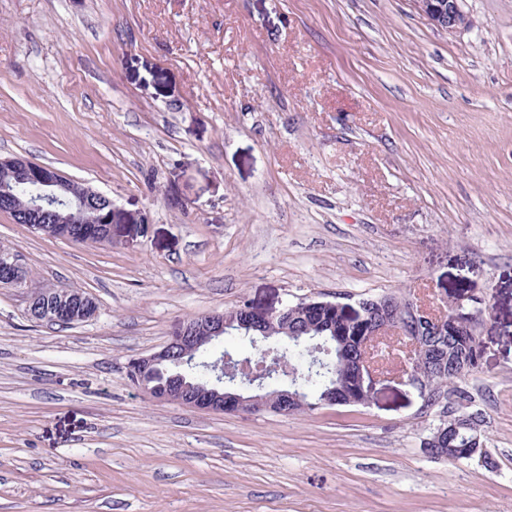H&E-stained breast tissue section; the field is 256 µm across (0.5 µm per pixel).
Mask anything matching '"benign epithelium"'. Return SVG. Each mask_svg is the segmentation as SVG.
<instances>
[{"mask_svg": "<svg viewBox=\"0 0 512 512\" xmlns=\"http://www.w3.org/2000/svg\"><path fill=\"white\" fill-rule=\"evenodd\" d=\"M413 4L419 13L441 30L454 31L465 24L459 0H413ZM0 182L37 187L36 193L20 200L15 214L20 221L32 224L38 230L45 228L49 206L61 197L74 194L75 204L81 209H88L96 201L107 199L106 195L90 187L78 192L74 189L73 179L60 170L18 156L0 159ZM57 295L58 290L55 288L31 293L26 305L27 316L39 322L48 321L62 326H70L91 318V313L94 312L93 302L85 301L78 307L68 305L62 300L52 306L46 304L47 299ZM403 313L415 322L428 321L436 325L453 319L454 314L431 316L407 300L402 309L385 315L373 331L375 336L382 337L389 332H395L407 339L408 365L401 381L424 398L427 383L419 370L422 347L416 339V333L400 328ZM232 325L233 322L225 318L224 313L214 312L200 317L199 326L192 330L178 327L170 341L160 350L128 363V370L137 374L136 386L156 402L178 403L209 412L260 411L272 406L281 414L296 412L301 401L298 392L281 389L271 396L265 394L266 385L279 380V376L284 373L291 383L297 382L296 375L288 372L286 367L278 372L271 369L256 373L245 379L229 355L202 366L194 362L195 354L202 347L223 339L224 333ZM238 328L247 336L256 332L264 335L273 328L287 334L288 311L284 308L261 311L254 309L248 319L239 322ZM375 376L374 362L364 361L360 364L359 381L367 386L360 402L365 405L372 398Z\"/></svg>", "mask_w": 512, "mask_h": 512, "instance_id": "1", "label": "benign epithelium"}]
</instances>
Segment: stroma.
<instances>
[{
	"label": "stroma",
	"mask_w": 512,
	"mask_h": 512,
	"mask_svg": "<svg viewBox=\"0 0 512 512\" xmlns=\"http://www.w3.org/2000/svg\"><path fill=\"white\" fill-rule=\"evenodd\" d=\"M0 0V158L112 200V244L0 212V512H512V0ZM97 305L31 321L30 287ZM457 305L492 463L431 457L438 410L282 416L154 403L126 375L177 323L250 303ZM459 0H413L417 11L437 28L454 31L465 24Z\"/></svg>",
	"instance_id": "obj_1"
}]
</instances>
